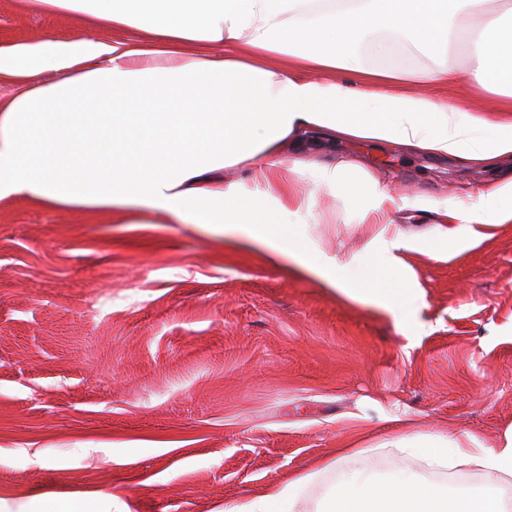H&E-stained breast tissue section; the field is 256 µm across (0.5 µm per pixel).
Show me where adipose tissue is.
<instances>
[{
    "mask_svg": "<svg viewBox=\"0 0 512 512\" xmlns=\"http://www.w3.org/2000/svg\"><path fill=\"white\" fill-rule=\"evenodd\" d=\"M36 10L84 14L91 26L137 29L141 49L82 34L0 48V76L26 89L0 101V202L28 197L57 208H144L229 234L302 269L348 299L407 311L418 299L404 272L418 240L451 244L478 225L512 222V175L482 188L479 210L420 200L427 233L391 224L395 198L356 159L307 154L313 138L365 139L500 172L512 160V0H27ZM376 29L403 34L418 50L446 57L440 84L462 75L493 96L475 110L403 92L413 73L358 64L355 44ZM190 43L213 54H187ZM467 73L453 65L458 52ZM345 80H336V73ZM294 150L285 161L286 150ZM309 177L304 195L283 167ZM240 171L237 179L225 170ZM357 212L363 251L329 255L311 233L316 190ZM396 453L432 470L466 468L512 478V427L497 447L473 435H396ZM339 472L320 512H512L494 491L449 493L406 472L375 471L370 450ZM297 476L224 512H297ZM116 493L85 498L0 499V512H112Z\"/></svg>",
    "mask_w": 512,
    "mask_h": 512,
    "instance_id": "ef3b65f1",
    "label": "adipose tissue"
}]
</instances>
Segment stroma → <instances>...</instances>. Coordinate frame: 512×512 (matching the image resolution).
<instances>
[{
  "label": "stroma",
  "mask_w": 512,
  "mask_h": 512,
  "mask_svg": "<svg viewBox=\"0 0 512 512\" xmlns=\"http://www.w3.org/2000/svg\"><path fill=\"white\" fill-rule=\"evenodd\" d=\"M86 25L0 0L1 48ZM378 41L400 68L439 64L379 30L357 47L363 66ZM336 153L396 197L463 198L499 178L360 139ZM316 210L329 252L361 249L351 204L323 190ZM486 233L410 254L419 300L407 337L391 311L347 301L291 258L232 249L171 215L0 203V498L127 488L130 512H222L310 473L298 512H315L351 464L336 457L346 445L467 431L496 446L512 426V223ZM403 471L432 476L419 460L378 456L380 476ZM432 477L512 503V480Z\"/></svg>",
  "instance_id": "35a3bbf8"
}]
</instances>
